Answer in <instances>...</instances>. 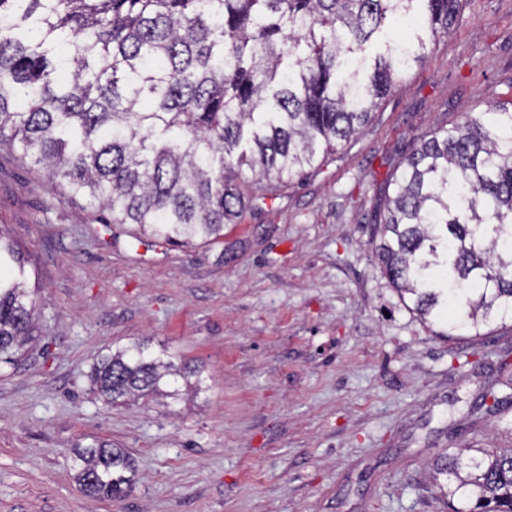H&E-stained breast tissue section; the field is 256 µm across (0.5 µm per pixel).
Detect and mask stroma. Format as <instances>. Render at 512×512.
Listing matches in <instances>:
<instances>
[{
	"label": "stroma",
	"mask_w": 512,
	"mask_h": 512,
	"mask_svg": "<svg viewBox=\"0 0 512 512\" xmlns=\"http://www.w3.org/2000/svg\"><path fill=\"white\" fill-rule=\"evenodd\" d=\"M512 100V0H462L349 143L257 198L205 245H169L63 201L0 148V224L36 288L35 331L0 363V512H448L429 478L460 446L511 448L476 408L512 328L449 341L379 269L385 179L427 132ZM147 337L206 391L112 408L91 389L107 347ZM126 449L138 479L87 495L73 448Z\"/></svg>",
	"instance_id": "1"
}]
</instances>
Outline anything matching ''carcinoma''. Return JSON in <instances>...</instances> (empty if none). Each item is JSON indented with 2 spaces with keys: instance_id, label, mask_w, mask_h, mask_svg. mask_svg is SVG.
<instances>
[{
  "instance_id": "carcinoma-1",
  "label": "carcinoma",
  "mask_w": 512,
  "mask_h": 512,
  "mask_svg": "<svg viewBox=\"0 0 512 512\" xmlns=\"http://www.w3.org/2000/svg\"><path fill=\"white\" fill-rule=\"evenodd\" d=\"M460 0H0V145L41 166L67 201L103 224L165 242L210 244L251 206L239 179L283 185L369 121L377 101L425 57L418 36L346 66L388 19L446 38ZM374 235L381 272L448 339L512 323V102L422 136L390 173ZM26 262L0 229V361L32 338ZM512 362L487 387L512 405ZM202 390L203 371L161 345L100 357L95 392L118 406ZM85 491L111 500L134 459L75 448ZM432 478L450 512H512V448H459Z\"/></svg>"
}]
</instances>
